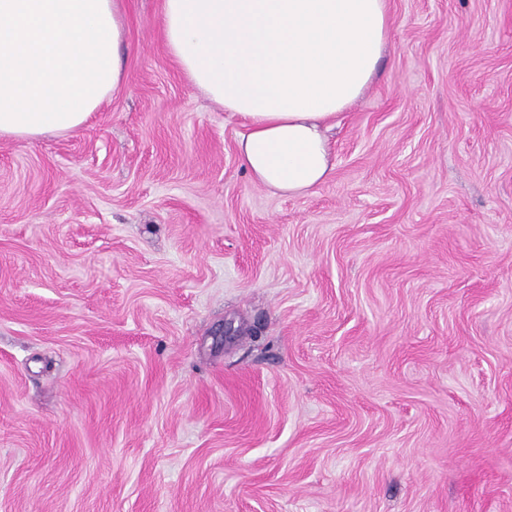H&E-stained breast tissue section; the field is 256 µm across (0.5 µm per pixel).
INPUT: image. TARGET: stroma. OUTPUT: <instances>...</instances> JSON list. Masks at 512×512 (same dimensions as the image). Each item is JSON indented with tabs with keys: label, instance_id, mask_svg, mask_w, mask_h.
I'll list each match as a JSON object with an SVG mask.
<instances>
[{
	"label": "stroma",
	"instance_id": "35a3bbf8",
	"mask_svg": "<svg viewBox=\"0 0 512 512\" xmlns=\"http://www.w3.org/2000/svg\"><path fill=\"white\" fill-rule=\"evenodd\" d=\"M162 3L81 129L0 138V512H512V0H388L303 197Z\"/></svg>",
	"mask_w": 512,
	"mask_h": 512
}]
</instances>
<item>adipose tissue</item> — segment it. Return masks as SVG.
Here are the masks:
<instances>
[{
	"label": "adipose tissue",
	"instance_id": "ef3b65f1",
	"mask_svg": "<svg viewBox=\"0 0 512 512\" xmlns=\"http://www.w3.org/2000/svg\"><path fill=\"white\" fill-rule=\"evenodd\" d=\"M169 54L238 117L251 179L302 196L333 170L326 137L387 44V0H163ZM114 0H0V137L79 130L121 85Z\"/></svg>",
	"mask_w": 512,
	"mask_h": 512
}]
</instances>
